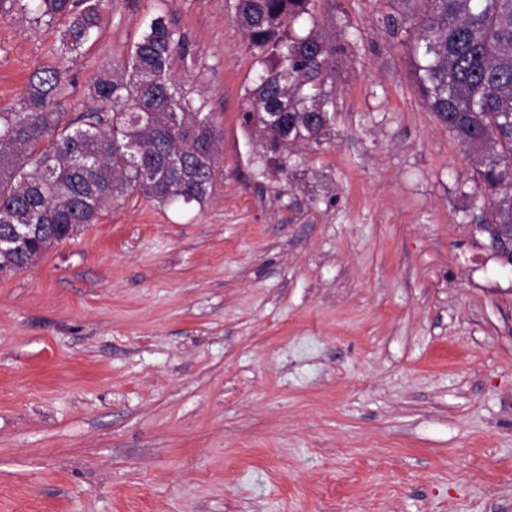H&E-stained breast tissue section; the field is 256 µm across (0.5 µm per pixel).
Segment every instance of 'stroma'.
Wrapping results in <instances>:
<instances>
[{"label": "stroma", "instance_id": "35a3bbf8", "mask_svg": "<svg viewBox=\"0 0 512 512\" xmlns=\"http://www.w3.org/2000/svg\"><path fill=\"white\" fill-rule=\"evenodd\" d=\"M235 0H109L69 118L162 14L223 141L203 206L136 195L0 274V512H512V269L422 103L403 0H315L336 118L264 175ZM60 33L0 0V111Z\"/></svg>", "mask_w": 512, "mask_h": 512}]
</instances>
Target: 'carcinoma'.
Masks as SVG:
<instances>
[{
	"label": "carcinoma",
	"instance_id": "obj_1",
	"mask_svg": "<svg viewBox=\"0 0 512 512\" xmlns=\"http://www.w3.org/2000/svg\"><path fill=\"white\" fill-rule=\"evenodd\" d=\"M107 0H24L36 21L62 19L56 62L38 68L18 107L0 112V259L12 270L91 224L108 202L140 194L201 206L219 171L221 134L174 72L189 54L162 15L150 19L128 58L89 84L93 103L66 120L65 61L99 39ZM314 0H235L234 21L261 56L241 119L257 132L265 167L285 172L293 147L323 144L335 119L329 80L336 47ZM416 29V87L429 111L471 152L479 224L512 226V0H406Z\"/></svg>",
	"mask_w": 512,
	"mask_h": 512
}]
</instances>
